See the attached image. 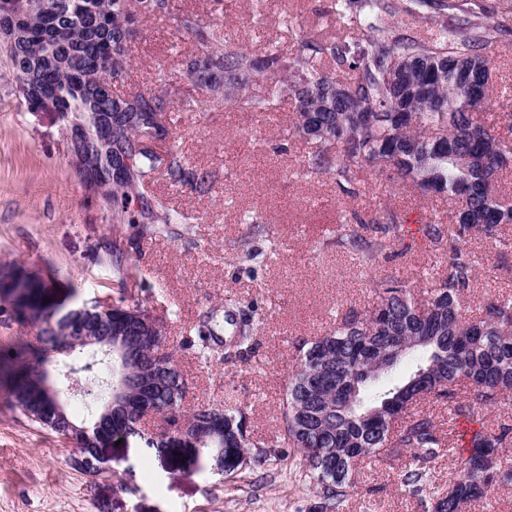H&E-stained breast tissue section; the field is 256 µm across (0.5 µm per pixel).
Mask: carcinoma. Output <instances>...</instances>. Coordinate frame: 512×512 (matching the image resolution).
Instances as JSON below:
<instances>
[{
  "label": "carcinoma",
  "instance_id": "cac0c4a2",
  "mask_svg": "<svg viewBox=\"0 0 512 512\" xmlns=\"http://www.w3.org/2000/svg\"><path fill=\"white\" fill-rule=\"evenodd\" d=\"M173 2L46 0L54 13L34 9L27 36L10 46L0 41V52L16 76L54 96L65 117L84 123V140L74 149L89 156L98 174H109L116 159L131 157L127 177L112 186L110 207L112 221L137 229L140 241L189 220L165 199L147 198L157 171L165 170L175 187L202 192L206 184L187 167L177 142L162 153L138 148L140 140L166 125L173 108L169 95L105 96L97 89L101 80L124 79L145 17L169 18L176 31L193 34L202 46L184 69L198 94L252 112H271L291 101L290 136L320 144L304 160L306 174H332L343 187L368 169L391 172L423 195H448L458 205L448 226L433 220L414 228L393 214L367 223L356 214L353 223L338 227L336 246L364 267L393 242L418 234L440 252L447 276L423 302L406 282L385 280L376 288L372 309L349 310L336 328L297 347L280 402L282 444L299 452L304 477L320 489L321 512H343L348 497L358 493L357 464L365 458L406 459L401 486L432 512H462L467 503L512 486V467L503 454L512 447V415L496 414L491 430L478 419L479 411L499 409L512 393V295L487 299L477 317H468L465 306L477 263L469 242L494 239L512 224V205L502 202L494 187L499 172L512 167V116L505 120V137L479 112L491 91L483 49L509 31L512 20L491 0H402L398 7L386 0H326L324 14L356 34L364 43L362 54L350 60L335 43L306 42L288 59L276 45L255 55L219 39L211 23L175 11ZM398 9L421 18L446 11L465 19L424 41L395 33L391 17ZM47 41L55 47L50 58ZM259 81L265 83L260 95L254 92ZM107 112L121 116L104 144L100 116ZM122 247L117 239L104 245L118 282V297L108 311L98 308L95 296L67 306L56 300L50 284L22 266H0V326L37 329L34 344L20 336L0 338V390L36 429L64 438L62 428L44 419V410L70 392L66 372L94 379L84 396L95 419L86 424L67 415L82 429L74 438L80 453L94 462L109 437H143L160 455L170 449L144 437L141 423L153 415L164 417L174 431L182 423L189 383L176 352L189 351L210 365L231 357L208 312L178 342H170L164 326L148 317L144 299L127 292ZM252 322L253 316L244 318L234 337L241 351L251 349ZM76 323L104 337L122 335L124 354L109 359L96 343L62 342L60 331ZM71 351L82 354L81 364L58 368L55 355ZM126 374L151 379L154 392L142 401L117 403L111 415L102 416L112 388ZM460 381L467 383L462 397ZM428 395L447 400L449 423L463 421L468 427L445 433L427 417L406 414L409 403ZM214 412L221 414L224 432L202 440L199 455L209 461L224 447L225 479H240L251 466L277 456L250 439L242 410L233 414L221 404L202 403L191 419L206 421ZM445 456L459 457L460 468L440 494L431 470Z\"/></svg>",
  "mask_w": 512,
  "mask_h": 512
}]
</instances>
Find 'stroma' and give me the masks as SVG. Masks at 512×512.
I'll return each instance as SVG.
<instances>
[{"mask_svg":"<svg viewBox=\"0 0 512 512\" xmlns=\"http://www.w3.org/2000/svg\"><path fill=\"white\" fill-rule=\"evenodd\" d=\"M324 4L269 0L259 23L253 0H229L217 29L256 53L274 43L289 58L313 40L335 42L354 56L360 41L323 16ZM287 17L292 26H284ZM200 52L195 38L175 31L169 20L150 19L133 45V72L114 90L184 96L189 85L183 64ZM484 53L493 83L484 117L492 123L512 114V36ZM291 122L286 102L268 114L210 101L192 112H170V132L190 168L209 174L211 188L198 193L171 186L165 171L155 174L151 194L191 221L144 240L128 281L131 289L148 288L145 307L171 336L209 310L222 316L255 307L263 313L249 352L218 366L184 352L176 359L190 383L185 411L209 400L243 408L248 428L275 446L282 443L279 400L298 340L335 327L349 309H371L378 282L401 279L422 297L446 275L433 250L421 245L378 258L373 267L359 266L336 247L337 226L355 212L447 222L455 209L447 198L422 196L385 172L362 174L351 194L331 175L303 176L300 166L316 144L289 139ZM249 214L267 229L266 236L254 238L255 246L277 245L275 255L256 265L243 262L235 247L249 235ZM131 233L85 192L68 162L59 114L29 108L0 54V264L24 265L63 297L73 288L105 297L117 284L101 260V245ZM471 248L478 257L472 306L512 293V225L501 228L499 240L476 239ZM73 454L71 443L37 431L0 397V512H319L322 503L317 488L300 493L289 482L288 469L302 467L299 459L272 458L230 482L194 449L161 458L137 437L112 446L108 468L98 476L76 470ZM399 470L364 461L360 478L373 493L349 497L346 512H424L402 490Z\"/></svg>","mask_w":512,"mask_h":512,"instance_id":"35a3bbf8","label":"stroma"}]
</instances>
